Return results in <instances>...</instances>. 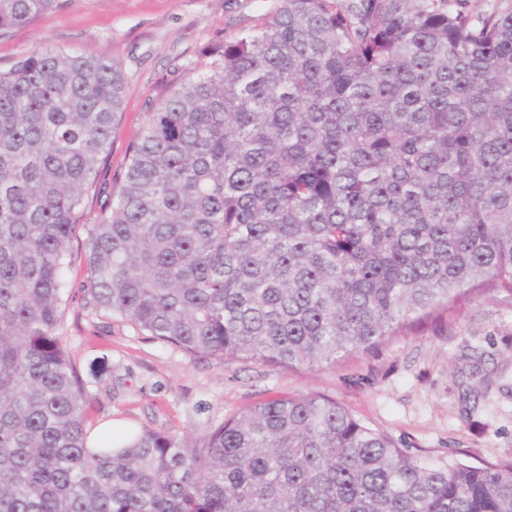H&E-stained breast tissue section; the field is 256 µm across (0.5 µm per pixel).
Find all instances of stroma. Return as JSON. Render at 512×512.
Returning a JSON list of instances; mask_svg holds the SVG:
<instances>
[{
	"instance_id": "1",
	"label": "stroma",
	"mask_w": 512,
	"mask_h": 512,
	"mask_svg": "<svg viewBox=\"0 0 512 512\" xmlns=\"http://www.w3.org/2000/svg\"><path fill=\"white\" fill-rule=\"evenodd\" d=\"M281 0H71L0 36V71L50 47L106 55L124 80L99 195L71 238L63 347L87 389L94 428L123 425L199 438L265 400L325 394L430 463L512 461V300L462 296L448 318L380 350L314 368L200 361L85 305L88 232L118 190L129 147L161 95L186 79L203 48L260 24Z\"/></svg>"
}]
</instances>
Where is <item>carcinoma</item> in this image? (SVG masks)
<instances>
[{
	"mask_svg": "<svg viewBox=\"0 0 512 512\" xmlns=\"http://www.w3.org/2000/svg\"><path fill=\"white\" fill-rule=\"evenodd\" d=\"M68 0H0V36ZM282 0L148 113L86 248V303L187 355L298 368L465 293L512 300V9ZM124 79L36 50L0 72V512H512V464L424 462L323 395L201 445L88 448L62 346L72 229Z\"/></svg>",
	"mask_w": 512,
	"mask_h": 512,
	"instance_id": "1",
	"label": "carcinoma"
}]
</instances>
